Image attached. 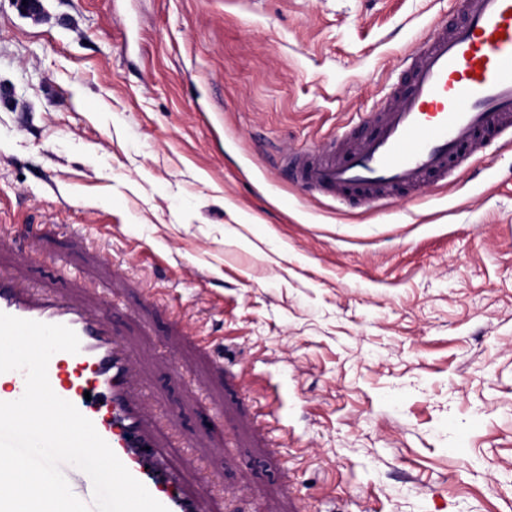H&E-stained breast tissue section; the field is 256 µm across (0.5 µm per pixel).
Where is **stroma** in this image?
Listing matches in <instances>:
<instances>
[{"mask_svg": "<svg viewBox=\"0 0 512 512\" xmlns=\"http://www.w3.org/2000/svg\"><path fill=\"white\" fill-rule=\"evenodd\" d=\"M455 0H0V269L100 297L205 512H512V150L342 199Z\"/></svg>", "mask_w": 512, "mask_h": 512, "instance_id": "obj_1", "label": "stroma"}]
</instances>
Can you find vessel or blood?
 <instances>
[{
    "instance_id": "b4317fda",
    "label": "vessel or blood",
    "mask_w": 512,
    "mask_h": 512,
    "mask_svg": "<svg viewBox=\"0 0 512 512\" xmlns=\"http://www.w3.org/2000/svg\"><path fill=\"white\" fill-rule=\"evenodd\" d=\"M456 2L460 21L436 29L406 58L412 82L387 99L370 135L333 161L289 154L300 186L327 196L371 186L421 187L428 177H447L449 167L482 159L492 137L512 133V0ZM0 312L71 328L80 350L51 357L53 391L93 422L169 512H202L200 499L170 466L150 412L131 396L135 360L99 308L0 275ZM24 390L23 372L0 373V401L17 400Z\"/></svg>"
}]
</instances>
